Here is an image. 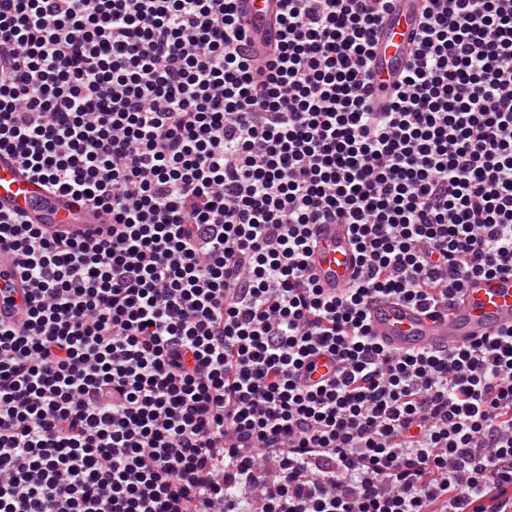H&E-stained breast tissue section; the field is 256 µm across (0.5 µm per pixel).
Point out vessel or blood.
<instances>
[{
    "mask_svg": "<svg viewBox=\"0 0 512 512\" xmlns=\"http://www.w3.org/2000/svg\"><path fill=\"white\" fill-rule=\"evenodd\" d=\"M425 6L426 0H388L375 28V96L386 92L411 59ZM242 11L252 54H268V37L275 32L282 11L280 0H244ZM0 210L24 212L31 223L48 232L62 231L85 241L105 227L99 212L77 207L68 197L46 193L32 183L6 152H0ZM308 270L325 293L338 296L345 292L358 271V255L347 225H318ZM26 288L17 253L0 248V319H22ZM368 312L373 333L395 353L468 346L512 325V271L472 279L445 310L378 297L369 303Z\"/></svg>",
    "mask_w": 512,
    "mask_h": 512,
    "instance_id": "vessel-or-blood-1",
    "label": "vessel or blood"
}]
</instances>
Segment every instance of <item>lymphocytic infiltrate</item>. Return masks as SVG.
I'll return each mask as SVG.
<instances>
[{
  "label": "lymphocytic infiltrate",
  "instance_id": "1",
  "mask_svg": "<svg viewBox=\"0 0 512 512\" xmlns=\"http://www.w3.org/2000/svg\"><path fill=\"white\" fill-rule=\"evenodd\" d=\"M385 2L282 0L260 64L238 0H0V151L111 218L0 212V512H512V326L400 355L367 313L512 270V0H428L376 112ZM309 274L329 295L340 296L358 271V255L346 224H320ZM18 255L0 248V319L16 321L23 317L24 295L28 288L19 274Z\"/></svg>",
  "mask_w": 512,
  "mask_h": 512
}]
</instances>
